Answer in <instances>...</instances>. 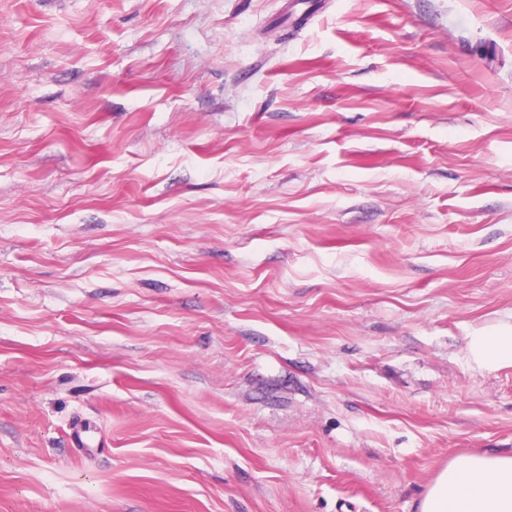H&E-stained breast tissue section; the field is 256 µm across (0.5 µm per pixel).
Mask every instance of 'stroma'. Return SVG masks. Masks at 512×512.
I'll return each instance as SVG.
<instances>
[{"label":"stroma","instance_id":"1","mask_svg":"<svg viewBox=\"0 0 512 512\" xmlns=\"http://www.w3.org/2000/svg\"><path fill=\"white\" fill-rule=\"evenodd\" d=\"M505 326L512 0H0V512H420ZM473 354L483 361H512V327L489 330L471 342Z\"/></svg>","mask_w":512,"mask_h":512}]
</instances>
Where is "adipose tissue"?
Wrapping results in <instances>:
<instances>
[{
	"mask_svg": "<svg viewBox=\"0 0 512 512\" xmlns=\"http://www.w3.org/2000/svg\"><path fill=\"white\" fill-rule=\"evenodd\" d=\"M420 512H512V456L454 458L428 488Z\"/></svg>",
	"mask_w": 512,
	"mask_h": 512,
	"instance_id": "adipose-tissue-1",
	"label": "adipose tissue"
}]
</instances>
